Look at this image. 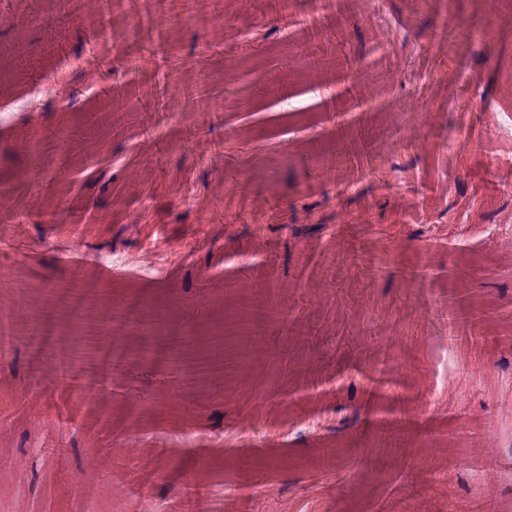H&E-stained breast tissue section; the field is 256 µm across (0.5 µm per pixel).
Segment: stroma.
<instances>
[{"label":"stroma","instance_id":"obj_1","mask_svg":"<svg viewBox=\"0 0 512 512\" xmlns=\"http://www.w3.org/2000/svg\"><path fill=\"white\" fill-rule=\"evenodd\" d=\"M511 80L512 0H0V512H512Z\"/></svg>","mask_w":512,"mask_h":512}]
</instances>
